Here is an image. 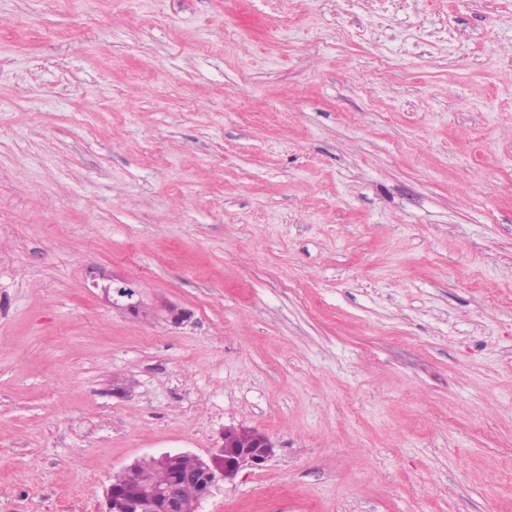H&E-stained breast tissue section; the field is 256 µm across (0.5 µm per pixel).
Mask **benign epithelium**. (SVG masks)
Instances as JSON below:
<instances>
[{"instance_id":"1","label":"benign epithelium","mask_w":512,"mask_h":512,"mask_svg":"<svg viewBox=\"0 0 512 512\" xmlns=\"http://www.w3.org/2000/svg\"><path fill=\"white\" fill-rule=\"evenodd\" d=\"M223 439L220 453L197 458L195 469L175 472L172 482L162 489L152 487L128 496L117 486H110L106 491L105 512H187L181 494L183 486H195L201 500L218 481H231L246 467L259 468L274 455L271 440L253 429L226 428Z\"/></svg>"}]
</instances>
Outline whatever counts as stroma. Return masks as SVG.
Segmentation results:
<instances>
[{"instance_id": "1", "label": "stroma", "mask_w": 512, "mask_h": 512, "mask_svg": "<svg viewBox=\"0 0 512 512\" xmlns=\"http://www.w3.org/2000/svg\"><path fill=\"white\" fill-rule=\"evenodd\" d=\"M238 426L197 512H512V0H0V512Z\"/></svg>"}]
</instances>
